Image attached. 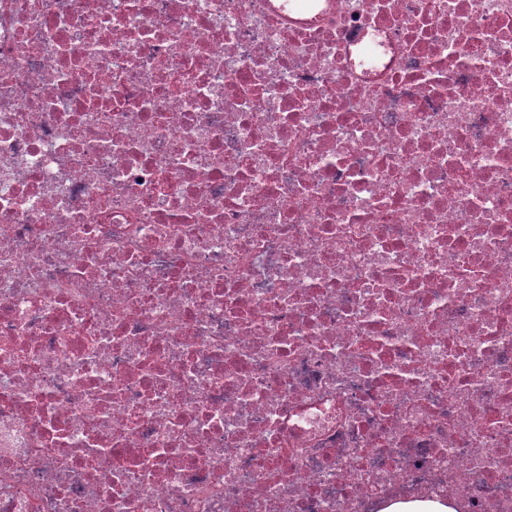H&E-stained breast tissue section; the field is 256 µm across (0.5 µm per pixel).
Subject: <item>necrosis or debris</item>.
Masks as SVG:
<instances>
[{"label":"necrosis or debris","mask_w":512,"mask_h":512,"mask_svg":"<svg viewBox=\"0 0 512 512\" xmlns=\"http://www.w3.org/2000/svg\"><path fill=\"white\" fill-rule=\"evenodd\" d=\"M512 512V0H0V512ZM455 508L447 501L440 500H409L396 501L382 512H455Z\"/></svg>","instance_id":"obj_1"}]
</instances>
